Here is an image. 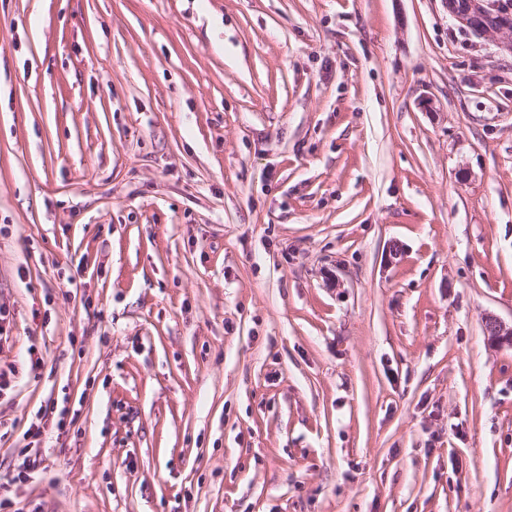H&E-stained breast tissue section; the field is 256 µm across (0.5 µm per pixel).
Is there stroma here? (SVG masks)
<instances>
[{"label":"stroma","instance_id":"35a3bbf8","mask_svg":"<svg viewBox=\"0 0 512 512\" xmlns=\"http://www.w3.org/2000/svg\"><path fill=\"white\" fill-rule=\"evenodd\" d=\"M1 225L21 512H512V57L445 0H0Z\"/></svg>","mask_w":512,"mask_h":512}]
</instances>
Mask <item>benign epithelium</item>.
Masks as SVG:
<instances>
[{"label": "benign epithelium", "instance_id": "obj_1", "mask_svg": "<svg viewBox=\"0 0 512 512\" xmlns=\"http://www.w3.org/2000/svg\"><path fill=\"white\" fill-rule=\"evenodd\" d=\"M448 14L473 35L492 39L500 53L512 55V16L506 19L497 14L490 0H457ZM485 326L491 339L512 344V327L492 316L486 318Z\"/></svg>", "mask_w": 512, "mask_h": 512}]
</instances>
